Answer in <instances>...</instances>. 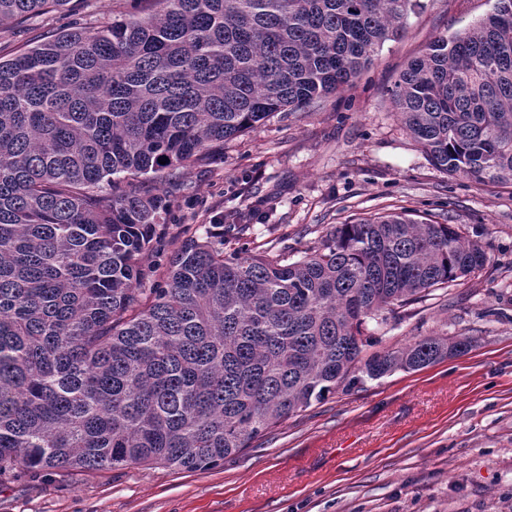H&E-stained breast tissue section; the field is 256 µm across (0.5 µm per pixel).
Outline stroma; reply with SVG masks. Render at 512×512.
<instances>
[{
	"mask_svg": "<svg viewBox=\"0 0 512 512\" xmlns=\"http://www.w3.org/2000/svg\"><path fill=\"white\" fill-rule=\"evenodd\" d=\"M352 85L277 112L182 171L163 242L209 236L225 253L316 246L336 225L406 212L488 228L487 262L376 326L379 348L467 336V354L329 394L207 471L130 465L0 481V512H512V185L435 169L389 91L435 37L473 27L495 0H423ZM117 0L0 28V54L67 24H111ZM236 215L225 232L221 219Z\"/></svg>",
	"mask_w": 512,
	"mask_h": 512,
	"instance_id": "stroma-1",
	"label": "stroma"
}]
</instances>
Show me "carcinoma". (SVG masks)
I'll use <instances>...</instances> for the list:
<instances>
[{
    "label": "carcinoma",
    "instance_id": "1",
    "mask_svg": "<svg viewBox=\"0 0 512 512\" xmlns=\"http://www.w3.org/2000/svg\"><path fill=\"white\" fill-rule=\"evenodd\" d=\"M143 2L0 60V479L215 467L344 382L472 347L421 336L362 358L368 322L487 260L458 225L404 213L292 261L189 239L142 287L164 184L351 85L421 0ZM69 3L0 0V26ZM390 97L434 168L512 183V0L436 37Z\"/></svg>",
    "mask_w": 512,
    "mask_h": 512
}]
</instances>
